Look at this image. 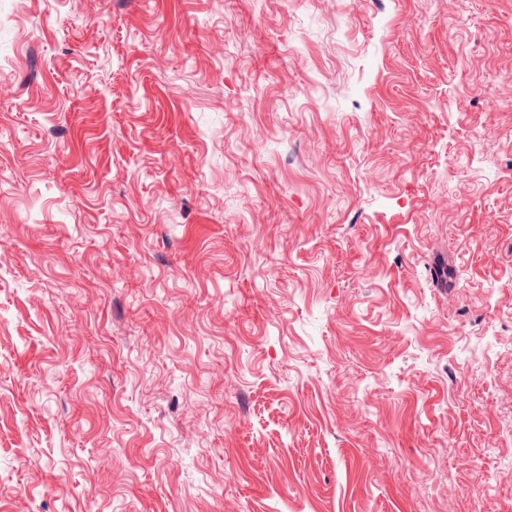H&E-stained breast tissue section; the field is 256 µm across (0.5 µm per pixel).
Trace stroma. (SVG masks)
<instances>
[{
  "label": "stroma",
  "mask_w": 512,
  "mask_h": 512,
  "mask_svg": "<svg viewBox=\"0 0 512 512\" xmlns=\"http://www.w3.org/2000/svg\"><path fill=\"white\" fill-rule=\"evenodd\" d=\"M0 512H512V0H0Z\"/></svg>",
  "instance_id": "1"
}]
</instances>
